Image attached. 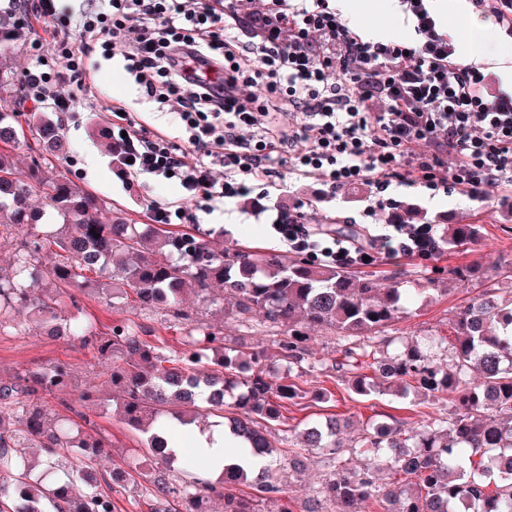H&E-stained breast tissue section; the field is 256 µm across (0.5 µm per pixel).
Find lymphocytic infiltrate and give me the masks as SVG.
Masks as SVG:
<instances>
[{"label":"lymphocytic infiltrate","instance_id":"obj_1","mask_svg":"<svg viewBox=\"0 0 512 512\" xmlns=\"http://www.w3.org/2000/svg\"><path fill=\"white\" fill-rule=\"evenodd\" d=\"M406 37L360 34L336 0H71L40 11L74 29L59 64L31 45V95L77 112L95 93L82 78L91 45L162 111L178 140L148 136L113 104L126 173L175 180L186 200L164 223L192 221L190 202H245L290 250L323 263H396L441 250L433 225L399 212L391 186L474 199L512 186V80L462 61L438 0H397ZM69 84L67 94L57 88ZM454 157L447 166L446 157ZM336 192L366 188L362 211H387L370 247L319 232L281 170Z\"/></svg>","mask_w":512,"mask_h":512}]
</instances>
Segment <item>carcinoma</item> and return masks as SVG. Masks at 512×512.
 Wrapping results in <instances>:
<instances>
[{
  "mask_svg": "<svg viewBox=\"0 0 512 512\" xmlns=\"http://www.w3.org/2000/svg\"><path fill=\"white\" fill-rule=\"evenodd\" d=\"M28 129L42 151L66 152L60 126L45 113H30ZM24 145V131L9 113L0 112V214L7 217L0 234L23 232L10 273L0 276V328L42 329L96 350L118 387L115 414L143 434L142 452L166 466L149 468L133 456L117 468L125 476L135 472L147 484L149 512H211L216 499L224 501V512H262V502L270 499L281 502L280 512H296L272 477L280 449L267 424L280 421L284 404L303 398V390L294 381L272 379V365L284 361L290 371L315 368L307 333L312 326L331 328L345 339L367 338L362 346H344L343 361L332 363L335 371L354 372L348 382L356 394L370 396L377 388L371 377L356 373L363 357L372 371L402 384V392L423 393L433 408L416 428L386 423L376 433L362 434L360 451L396 475L388 486L379 483L377 469L346 465L339 419L308 422L288 464L303 466L306 452L327 456L332 470L318 495L336 503V512H352L368 500L381 503L383 512H512V297L504 299L490 288L461 308L452 321L451 354L439 362L431 338L385 335L406 313V302L431 300V289L393 285L381 293L374 280L344 265L249 246L226 249L164 224L96 220L92 214L105 202L94 193L69 178H47L36 161L24 172L15 167L13 153ZM37 195L47 200L55 221L43 222L44 213L32 207ZM480 238L479 224H449L441 244ZM54 247L61 259L44 263V252ZM37 281L48 289L34 297L30 287ZM216 284L230 297L236 320L260 316L282 329L274 347L244 352L226 344L222 331L183 306L188 294L211 305L223 302L211 296ZM74 289L99 295L109 307L132 302L163 310L183 325L184 347L155 345L133 322L101 331L81 307L61 309L62 298ZM18 308L27 310L26 319L13 317ZM474 369L480 372L477 381L469 378ZM48 397L86 425L101 404L90 389L74 393L72 368L63 361L0 383V512H115L103 490L114 482V473L102 475L95 467L110 443L70 418L50 424ZM205 415L227 418L226 451L258 456L262 466L251 473L226 465L213 481L195 474L211 463L200 454L181 461L187 478L174 474L173 433ZM30 448L41 449L40 464L31 460ZM59 448L69 449L79 464L59 470ZM239 483L249 484L252 492L234 493Z\"/></svg>",
  "mask_w": 512,
  "mask_h": 512,
  "instance_id": "carcinoma-1",
  "label": "carcinoma"
}]
</instances>
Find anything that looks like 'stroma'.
Returning <instances> with one entry per match:
<instances>
[{
  "instance_id": "obj_1",
  "label": "stroma",
  "mask_w": 512,
  "mask_h": 512,
  "mask_svg": "<svg viewBox=\"0 0 512 512\" xmlns=\"http://www.w3.org/2000/svg\"><path fill=\"white\" fill-rule=\"evenodd\" d=\"M89 60L91 67L84 79L86 83L97 86L98 98L75 116L55 113L54 118L61 125L70 153L65 158L47 157L44 169L67 176L94 192L116 215L142 222L152 209L174 210L179 198V190L174 183L143 177L123 179L103 139L91 136L90 128L98 124L111 126L112 105L117 101L140 113L146 130L152 134L171 133L176 125L175 116L156 111L152 105L142 102L122 71L112 62L102 60L99 50H92ZM391 194L402 203L426 208L429 217L449 215L454 221L482 227L479 243L399 265L376 264L361 268V275L375 279L381 288L388 287L394 279L407 288L429 283L438 287L439 293L432 301L410 305L405 317L394 326L397 335L448 337L456 312L475 301L487 287L498 288L504 295L512 293V193L499 190L486 199L475 200L455 192L431 199L424 196L419 188L397 186L392 188ZM296 196L305 201L308 218L319 223L334 217L358 216L369 203L364 189L344 190L332 196L309 182L297 183ZM193 212L198 219L197 229L215 237L223 236L226 247L248 244L275 254L288 251L287 246L273 235L269 225L258 223L240 210L209 215L197 206ZM453 269L463 270V277H450L449 272ZM77 302L102 327L131 320L148 330L153 343L175 349L184 342L181 326L160 310L128 306L111 308L103 300L84 294L78 295ZM186 306L197 311L203 322L223 331L228 340L240 344L243 350L270 348L277 341L275 330L258 325L251 328L240 325L225 318L218 306H209L194 298L187 301ZM308 333L313 338V351L321 364L298 377L297 382L305 395L288 403L284 423L273 426L272 432L280 439L281 450L288 452L297 448V432L308 419L323 414L352 419L354 426L344 436L347 448L344 458L349 465L362 466L366 459L354 453L353 446L363 428L375 421L389 423L395 420L403 422L406 427H413L421 412L425 411L427 402L424 396L413 391L402 397L389 390L366 398L353 394L344 385L341 374L328 368L329 363L339 356L340 337L318 327L309 328ZM53 360L71 365L76 390L90 388L102 398L103 404L98 408L89 431L111 442L110 452L97 460L100 472L111 471L114 465L122 463L124 458L141 447L143 437L121 423L113 412L108 401L112 393L110 374L98 363L95 352L80 344L54 340L36 331L26 334L0 331L1 380H10L17 372ZM328 472L329 466L324 457L315 452L309 456L306 471L297 473L285 467L277 471L276 477L290 496L302 502L313 497Z\"/></svg>"
}]
</instances>
